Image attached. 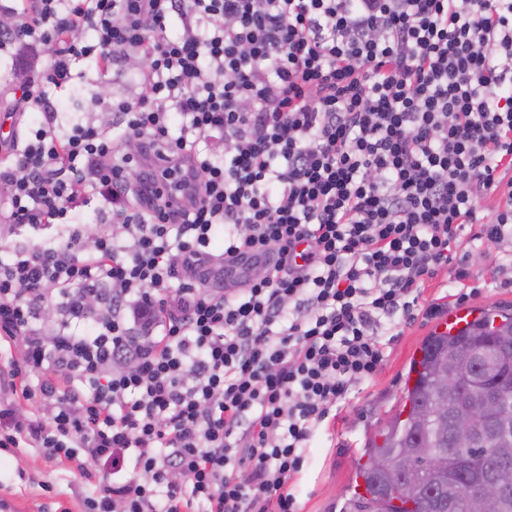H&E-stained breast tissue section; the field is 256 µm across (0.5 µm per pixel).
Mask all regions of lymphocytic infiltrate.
<instances>
[{"mask_svg":"<svg viewBox=\"0 0 512 512\" xmlns=\"http://www.w3.org/2000/svg\"><path fill=\"white\" fill-rule=\"evenodd\" d=\"M9 12L1 53L52 54L0 112L43 116L0 142V235L94 196L109 226L0 264V447L67 463L93 488L83 512H295L309 441L384 361L372 325L412 318L464 225L491 242L512 225V0ZM84 58L138 65L140 92L112 106L120 136L56 124L44 86ZM172 111L223 136L228 160L171 137ZM153 161L188 187L180 214L130 199ZM248 253L265 254L260 274L208 287L205 262Z\"/></svg>","mask_w":512,"mask_h":512,"instance_id":"1","label":"lymphocytic infiltrate"}]
</instances>
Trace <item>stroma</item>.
<instances>
[{
	"label": "stroma",
	"instance_id": "35a3bbf8",
	"mask_svg": "<svg viewBox=\"0 0 512 512\" xmlns=\"http://www.w3.org/2000/svg\"><path fill=\"white\" fill-rule=\"evenodd\" d=\"M50 48L0 57V106L13 100L16 84L44 71ZM132 76L113 79L100 72L94 60L74 66V80L64 88H49L58 123L68 130L91 121L109 127L118 118L113 102L138 93ZM477 230L466 225L452 260L422 288L408 323L390 327L381 319L375 327L385 344V361L375 377L353 386L346 400L306 451L293 492L299 512H345L352 496L355 461L380 423L397 406L409 363L421 342L444 327L450 313L508 307L512 309V238L483 246H469ZM90 488L79 475L51 463L35 450L0 449V500L8 512H81Z\"/></svg>",
	"mask_w": 512,
	"mask_h": 512
}]
</instances>
